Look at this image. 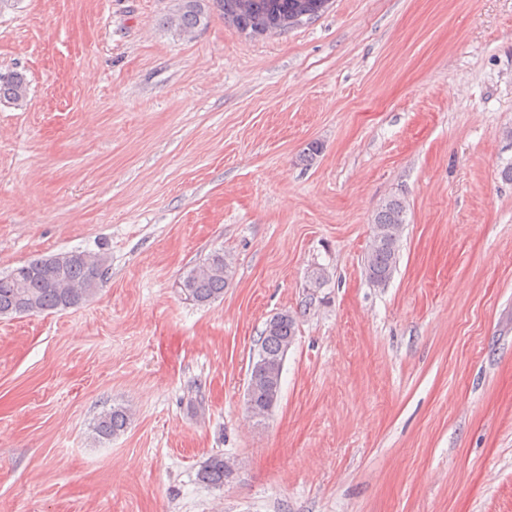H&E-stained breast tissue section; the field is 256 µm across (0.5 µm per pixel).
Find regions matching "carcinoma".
I'll list each match as a JSON object with an SVG mask.
<instances>
[{
  "label": "carcinoma",
  "instance_id": "1",
  "mask_svg": "<svg viewBox=\"0 0 512 512\" xmlns=\"http://www.w3.org/2000/svg\"><path fill=\"white\" fill-rule=\"evenodd\" d=\"M329 0H181L167 25L183 35H189L207 24L211 14L218 13L224 21L255 36L271 32H286L324 13ZM28 82L20 72L0 73V101L13 104L24 102ZM406 209L398 199H389L374 217L375 234L365 257V273L370 283L384 286L396 270L399 241ZM108 257L100 252H70L31 259L0 275V316L64 311L80 306L96 293L105 282ZM231 265L224 253L215 251L183 277L181 288L186 297L200 305L224 294L231 279ZM296 336V319L279 313L266 323L259 338L258 354L268 357L254 363L250 382L254 386L255 409L263 412L276 404L280 393L283 360ZM130 423V412L124 406H114L101 412L92 429L108 439L123 432ZM229 475L224 457L212 456L199 472L200 480L208 485L222 486Z\"/></svg>",
  "mask_w": 512,
  "mask_h": 512
}]
</instances>
